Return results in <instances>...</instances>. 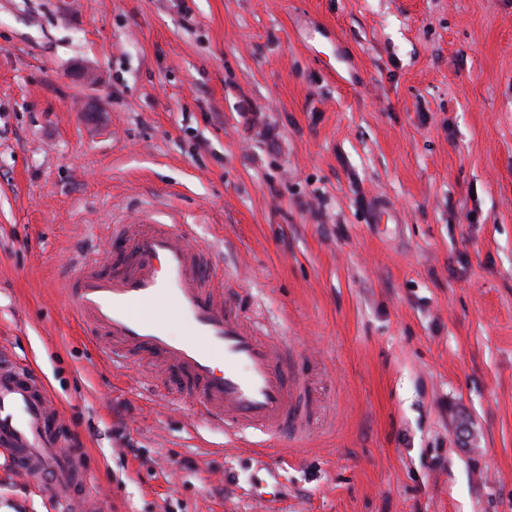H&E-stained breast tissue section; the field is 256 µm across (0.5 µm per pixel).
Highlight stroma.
<instances>
[{"label": "stroma", "mask_w": 512, "mask_h": 512, "mask_svg": "<svg viewBox=\"0 0 512 512\" xmlns=\"http://www.w3.org/2000/svg\"><path fill=\"white\" fill-rule=\"evenodd\" d=\"M146 206L294 347L318 408L266 450L282 512H512V0H0V351L95 512H266L262 436L64 300ZM0 512L60 510L0 457Z\"/></svg>", "instance_id": "obj_1"}]
</instances>
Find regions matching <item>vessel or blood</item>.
<instances>
[{"instance_id":"obj_1","label":"vessel or blood","mask_w":512,"mask_h":512,"mask_svg":"<svg viewBox=\"0 0 512 512\" xmlns=\"http://www.w3.org/2000/svg\"><path fill=\"white\" fill-rule=\"evenodd\" d=\"M105 251L77 261L66 290L90 335L111 340L113 353L167 365L171 401L192 397L226 434L254 431L277 445L302 435L313 403L293 353L215 287L212 250L191 244L187 225L146 212L138 225H112ZM161 313L183 335L163 331ZM0 453L60 498L62 512H91L82 455L52 396L37 373L2 356Z\"/></svg>"}]
</instances>
